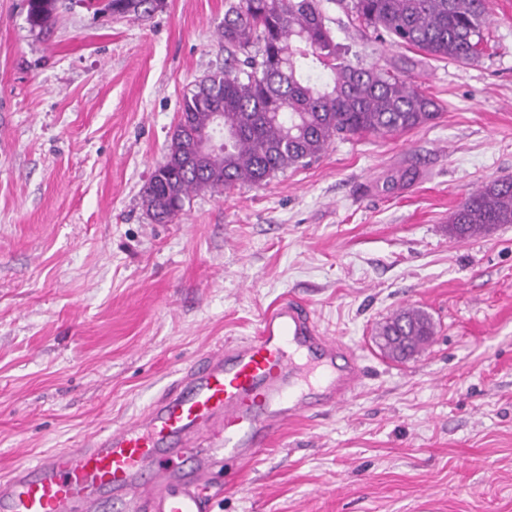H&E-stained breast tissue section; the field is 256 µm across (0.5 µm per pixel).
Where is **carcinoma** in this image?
<instances>
[{
	"label": "carcinoma",
	"mask_w": 512,
	"mask_h": 512,
	"mask_svg": "<svg viewBox=\"0 0 512 512\" xmlns=\"http://www.w3.org/2000/svg\"><path fill=\"white\" fill-rule=\"evenodd\" d=\"M97 13L143 17L160 0H93ZM419 55L389 68L348 58L329 26L326 5ZM57 0H28L34 28L51 25ZM488 0H227L219 41L224 68L186 95L165 160L144 190L149 216L168 223L191 194L260 185L318 158L335 140L388 137L437 119L436 99L403 79L421 59L468 63L487 42ZM224 114V144L196 148L215 114ZM512 224V176L469 194L448 215V236L473 239ZM421 310H397L377 329L387 356L404 360L433 341Z\"/></svg>",
	"instance_id": "obj_1"
}]
</instances>
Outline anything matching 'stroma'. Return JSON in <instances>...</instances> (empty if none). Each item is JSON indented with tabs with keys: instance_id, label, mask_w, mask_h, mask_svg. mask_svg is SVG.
I'll list each match as a JSON object with an SVG mask.
<instances>
[{
	"instance_id": "stroma-1",
	"label": "stroma",
	"mask_w": 512,
	"mask_h": 512,
	"mask_svg": "<svg viewBox=\"0 0 512 512\" xmlns=\"http://www.w3.org/2000/svg\"><path fill=\"white\" fill-rule=\"evenodd\" d=\"M224 3L112 19L59 0L40 30L27 0H0V473L135 418L292 296L358 354L362 385L285 425L211 512H512V224L448 236L449 212L512 175V0H489L478 59L407 73L434 123L335 141L159 224L143 191L185 94L224 65ZM328 14L363 66L405 56ZM406 305L436 335L396 362L375 333Z\"/></svg>"
}]
</instances>
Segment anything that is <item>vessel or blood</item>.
<instances>
[{
  "label": "vessel or blood",
  "instance_id": "vessel-or-blood-1",
  "mask_svg": "<svg viewBox=\"0 0 512 512\" xmlns=\"http://www.w3.org/2000/svg\"><path fill=\"white\" fill-rule=\"evenodd\" d=\"M356 356L295 298L255 336L190 364L145 413L0 478V512H209L223 470L255 458L288 422L347 406Z\"/></svg>",
  "mask_w": 512,
  "mask_h": 512
}]
</instances>
